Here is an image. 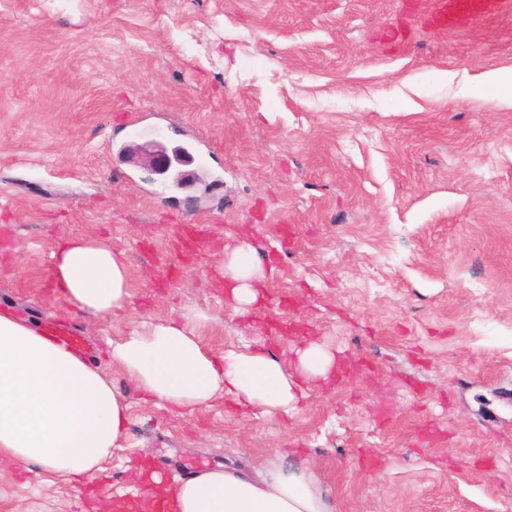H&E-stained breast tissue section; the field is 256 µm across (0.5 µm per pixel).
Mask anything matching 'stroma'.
<instances>
[{
  "label": "stroma",
  "instance_id": "35a3bbf8",
  "mask_svg": "<svg viewBox=\"0 0 512 512\" xmlns=\"http://www.w3.org/2000/svg\"><path fill=\"white\" fill-rule=\"evenodd\" d=\"M423 0H0V315L82 336L129 426L95 496L0 464V512H117L148 464L184 477L294 450L336 512H512V20L431 29ZM195 147L183 188L137 147ZM179 224L220 249L184 253ZM123 254L102 319L51 278L73 237ZM276 273L237 312L224 245ZM291 362L316 339L360 373L293 418L231 396L178 414L106 354L148 325Z\"/></svg>",
  "mask_w": 512,
  "mask_h": 512
}]
</instances>
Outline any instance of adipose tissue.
<instances>
[{"instance_id": "adipose-tissue-1", "label": "adipose tissue", "mask_w": 512, "mask_h": 512, "mask_svg": "<svg viewBox=\"0 0 512 512\" xmlns=\"http://www.w3.org/2000/svg\"><path fill=\"white\" fill-rule=\"evenodd\" d=\"M52 281L78 310L105 318L128 296L121 254L76 237L51 254ZM267 270L256 249L239 242L224 259V282L239 310L265 292ZM117 364L141 396L172 411L208 408L233 393L256 416H294L311 382L331 380L336 356L308 340L295 368L264 350L214 356L195 328L172 319L112 343ZM124 395L71 346L27 322L0 316V460L75 477L90 476L123 437ZM176 512H335L312 468L272 460L257 475L217 466L180 478Z\"/></svg>"}]
</instances>
